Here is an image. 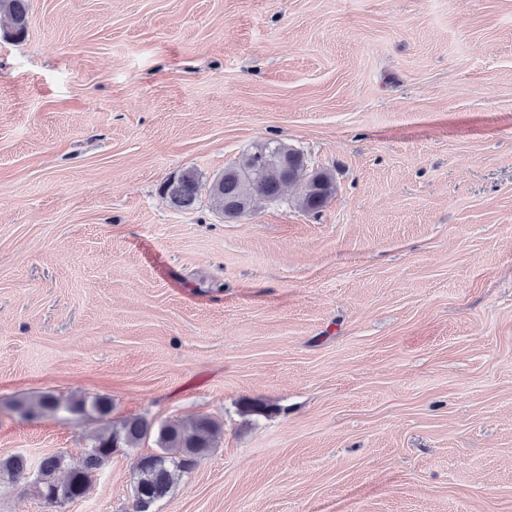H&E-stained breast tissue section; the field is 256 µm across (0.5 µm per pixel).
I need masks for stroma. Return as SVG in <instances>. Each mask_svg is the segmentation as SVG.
Segmentation results:
<instances>
[{
  "mask_svg": "<svg viewBox=\"0 0 512 512\" xmlns=\"http://www.w3.org/2000/svg\"><path fill=\"white\" fill-rule=\"evenodd\" d=\"M0 38V458L208 417L152 512H512V0H30ZM277 139L328 172L227 220ZM109 397L105 418L15 402ZM121 448L87 494L132 512ZM288 148L278 140H268L245 154L238 164L225 168L209 184L211 207L221 214L225 208L236 209L242 216L264 201L274 202L280 198L284 187L296 184L303 186L298 202L304 210L324 207L335 191L331 175L315 171L311 183H294L283 163ZM201 179L196 169H186L176 179L165 183L162 193L172 208L181 211L193 209L199 198Z\"/></svg>",
  "mask_w": 512,
  "mask_h": 512,
  "instance_id": "obj_1",
  "label": "stroma"
}]
</instances>
